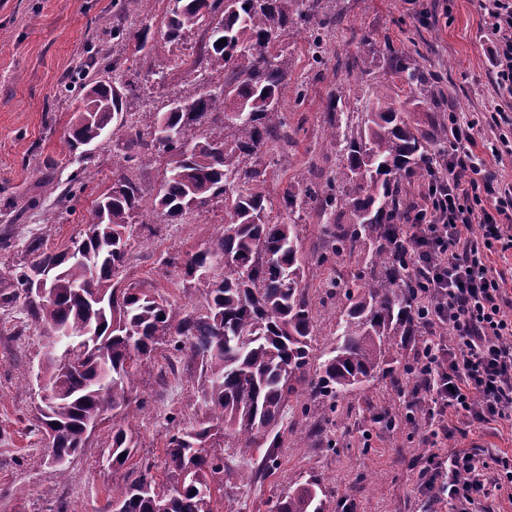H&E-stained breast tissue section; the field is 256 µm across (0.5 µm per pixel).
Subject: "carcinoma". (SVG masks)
I'll return each instance as SVG.
<instances>
[{
	"label": "carcinoma",
	"mask_w": 512,
	"mask_h": 512,
	"mask_svg": "<svg viewBox=\"0 0 512 512\" xmlns=\"http://www.w3.org/2000/svg\"><path fill=\"white\" fill-rule=\"evenodd\" d=\"M163 40L208 22V37L195 64L204 84L224 87L190 99L192 109L161 113L179 138L162 143L136 133L124 161L148 166L161 151L168 170L152 202L155 212L178 219L224 203L222 229L201 249L170 256L183 280L199 269L222 274L204 282L203 309L184 310L154 288L124 284L131 228L142 216L138 186L118 177L89 212L76 244L95 264L77 261L70 248L52 250L42 236L30 239V260L0 279V306L24 299L31 323L60 334L42 371L54 396L43 404L39 427L52 437L50 450L69 461L86 447L85 431L107 408L122 413L134 392L139 368L158 347L173 342L179 357L200 363L192 379L198 419L170 436L163 476L145 466L114 499L122 512H218L217 496L239 476L214 451L215 437L249 454L278 447L284 412L305 393L332 405L379 375L389 355L417 337L413 292L404 254L392 244L393 225L409 214L414 200L403 191L426 178L431 161L448 151V124L421 127L405 104L385 97L359 111V102L336 97L330 107L326 142L336 148V173L322 182L298 174L280 200L267 190L262 158L268 147L295 144L283 109L288 87L291 39L308 34L309 51L322 58L321 31L341 20L322 0H172ZM137 40L145 30L112 27V39ZM226 43L218 44V40ZM390 70L412 98L439 111L447 103L441 77L392 51ZM83 108L72 125L70 150L88 152L112 130L127 126L124 84L89 80L81 85ZM288 210V223L272 217L275 204ZM315 212L328 245L306 255L301 231ZM362 261L365 272L348 275L342 259ZM321 268L319 287L336 299V337L323 353L317 378L309 377L315 345L310 265ZM46 272V297L33 298L35 268ZM126 430L112 427L108 462L122 467L134 456ZM326 491L311 478L277 498L273 512H325Z\"/></svg>",
	"instance_id": "carcinoma-1"
}]
</instances>
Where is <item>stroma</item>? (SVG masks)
<instances>
[{
	"label": "stroma",
	"mask_w": 512,
	"mask_h": 512,
	"mask_svg": "<svg viewBox=\"0 0 512 512\" xmlns=\"http://www.w3.org/2000/svg\"><path fill=\"white\" fill-rule=\"evenodd\" d=\"M328 7L341 11L342 22L327 36L322 64L313 63L303 38L288 57L284 110L297 130V143L285 152L269 150L265 157L274 193H282L298 170L312 166L327 176L335 171L336 153L322 142L336 96L365 104L374 94L400 92L401 81L388 63L392 49L407 50L421 67L440 73L449 110L490 134L491 62L477 0H330ZM171 8V0H148L144 9L131 6L123 13L115 0H0V233L9 238L0 246V273L27 262L25 244L31 237L48 234L52 249L78 238L91 207L111 189L124 163L129 134L149 131L156 114L167 111L172 93L199 92L201 79L182 68L170 71L163 85L147 86L144 54L134 42L112 41L113 24L145 27L156 60L181 49L194 61L205 29L197 26L176 42H163ZM363 39L374 49L365 79L336 67L337 56L353 54ZM93 56L116 65L137 94L128 106L126 128L82 159L66 142L82 100L66 87L80 82V69ZM167 162L163 154L151 166L130 171L142 189L145 211L142 223L133 227L123 276L191 309L200 301L199 289L183 285L179 269L162 260L202 248L221 229L224 207L212 204L177 224L163 221L150 205ZM49 212L55 217L50 230L43 225ZM51 342L30 325L23 303L0 309V512H112L113 497L137 477L141 465L159 464L169 437L196 417L191 379L198 366L185 360L168 372L174 350L160 346L155 362L138 372L123 422L136 444L132 459L117 470L109 465L112 423L106 420L62 476L42 463L45 438L31 428L41 396L32 377ZM415 356L409 346L390 361L397 385L375 379L341 398L337 411L301 398L286 412L291 432L271 455L225 449L224 461L240 481L223 495L219 512H270L277 496L313 476L329 491L326 512H449L446 500L429 498L418 487V470L429 450L414 425L425 413L409 370ZM450 444L464 451L479 447L487 461L512 456V425L470 426Z\"/></svg>",
	"instance_id": "1"
}]
</instances>
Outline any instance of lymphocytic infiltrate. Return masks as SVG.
I'll list each match as a JSON object with an SVG mask.
<instances>
[{"label": "lymphocytic infiltrate", "instance_id": "lymphocytic-infiltrate-1", "mask_svg": "<svg viewBox=\"0 0 512 512\" xmlns=\"http://www.w3.org/2000/svg\"><path fill=\"white\" fill-rule=\"evenodd\" d=\"M493 69L492 119L502 130L478 142L476 125L449 113L451 144L417 197L410 223L397 225L417 284L416 392L425 394L421 441L430 447L418 472L421 491L472 512L490 489L512 488V457L487 478L479 454L449 449L457 425L512 422V295L495 253L512 250V179L496 164L512 157V0H479ZM448 336H441V329Z\"/></svg>", "mask_w": 512, "mask_h": 512}]
</instances>
